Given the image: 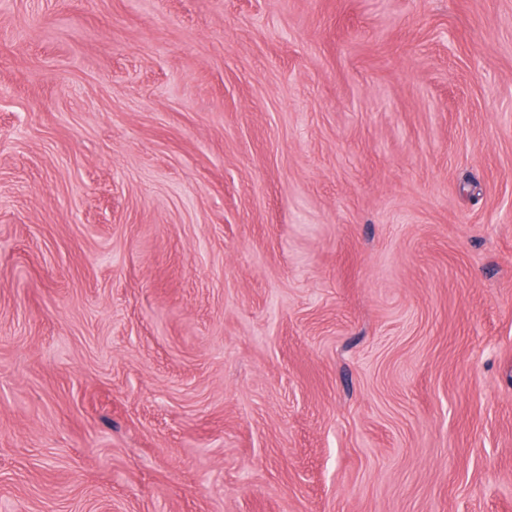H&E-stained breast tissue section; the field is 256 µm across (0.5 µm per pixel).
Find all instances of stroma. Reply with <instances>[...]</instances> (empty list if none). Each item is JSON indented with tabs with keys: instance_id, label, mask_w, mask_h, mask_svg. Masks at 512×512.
<instances>
[{
	"instance_id": "1",
	"label": "stroma",
	"mask_w": 512,
	"mask_h": 512,
	"mask_svg": "<svg viewBox=\"0 0 512 512\" xmlns=\"http://www.w3.org/2000/svg\"><path fill=\"white\" fill-rule=\"evenodd\" d=\"M0 512H512V0H0Z\"/></svg>"
}]
</instances>
